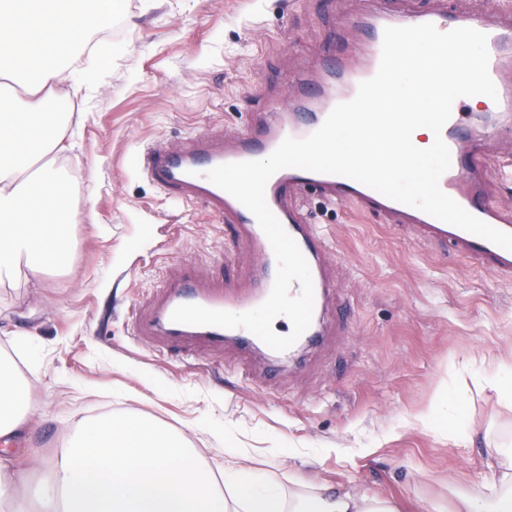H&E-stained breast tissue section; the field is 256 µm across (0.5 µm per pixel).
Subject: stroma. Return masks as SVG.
I'll list each match as a JSON object with an SVG mask.
<instances>
[{"mask_svg":"<svg viewBox=\"0 0 512 512\" xmlns=\"http://www.w3.org/2000/svg\"><path fill=\"white\" fill-rule=\"evenodd\" d=\"M112 38L91 91L79 148L62 162L79 211L69 268L0 286V347L32 335L37 358L16 355L33 400L24 438L29 465L67 431L69 418L133 410L155 417L219 458L202 428H225L255 468L274 471L288 450L311 460L326 485L447 501L452 484L489 472L486 437L512 440V404L493 382L512 358V278L419 242L385 218L299 199L327 235L333 305L348 324L318 352L302 351L280 381H262L266 357L241 366L232 345L152 350L131 334L134 314L181 271L205 286L225 267L248 277L257 258L234 243L205 204L174 203L142 175V148H179L209 133L241 135L268 105L296 94L283 73L312 68L359 0H118ZM462 392L456 408L440 392ZM437 408L439 422L419 414Z\"/></svg>","mask_w":512,"mask_h":512,"instance_id":"stroma-1","label":"stroma"}]
</instances>
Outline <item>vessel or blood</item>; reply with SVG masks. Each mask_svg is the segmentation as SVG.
I'll return each instance as SVG.
<instances>
[{"label":"vessel or blood","instance_id":"obj_1","mask_svg":"<svg viewBox=\"0 0 512 512\" xmlns=\"http://www.w3.org/2000/svg\"><path fill=\"white\" fill-rule=\"evenodd\" d=\"M461 0H430L423 9L413 0H369L364 11L352 16L347 25L360 44L349 47L344 37L330 43L313 70L293 76L296 95L288 111L277 109L249 120L248 130L233 143L213 145L209 135L197 136L181 150L162 143L148 146L141 156L144 174L169 196L186 202L200 200L213 212L222 214L237 238L257 256L250 284L226 281L220 288L199 287L192 275L163 289L152 313L136 316L131 332L157 351L179 347L219 349L233 343L241 355H248L259 339L243 328L194 326L173 322L171 314L183 304L242 313L262 304L269 296L277 263L271 244L255 216L226 191L210 182L207 172L221 164L257 160L269 156L288 137L302 139L315 132L332 108L354 98L359 84L373 77L379 67L383 31L389 26L434 24L440 31L470 27L488 36L489 74L496 86L497 100H486L473 110L468 98H458L442 138L450 151L451 165L440 179L444 193L469 213L506 233H512V208L486 200L488 164H496L504 177H512V152L488 159L480 152L491 134L512 126V11L487 14L466 11ZM305 189L313 190L326 202L351 205L363 212L389 218L396 227L416 228L425 242L454 250L501 274L512 276V251L436 219L423 211L393 201L377 191L346 177L286 168L275 173L265 190L266 201L286 231L296 241L310 268L314 286V309L310 326L303 334L309 344L321 336H343L347 330L335 322L329 307L334 283L324 263L329 251L327 239L311 223L307 211L292 200Z\"/></svg>","mask_w":512,"mask_h":512}]
</instances>
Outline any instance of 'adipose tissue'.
I'll return each mask as SVG.
<instances>
[{
    "mask_svg": "<svg viewBox=\"0 0 512 512\" xmlns=\"http://www.w3.org/2000/svg\"><path fill=\"white\" fill-rule=\"evenodd\" d=\"M112 0H0V285L67 267L76 222L72 189L56 163L82 126L60 109L58 83L82 93L98 68L80 58L57 64L53 51L79 47ZM0 351V439L28 428L29 389L12 353ZM224 458H201L182 434L136 413L74 422L37 475L0 456V512H401L365 491L321 488L292 462L259 473L223 431ZM483 482L456 488L450 505L423 501L418 512H512V448L488 442Z\"/></svg>",
    "mask_w": 512,
    "mask_h": 512,
    "instance_id": "obj_1",
    "label": "adipose tissue"
}]
</instances>
